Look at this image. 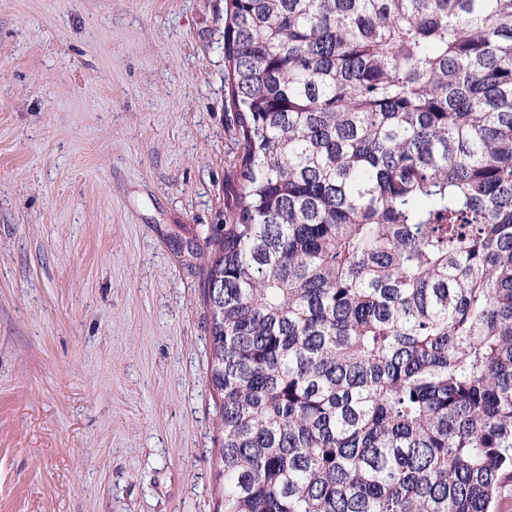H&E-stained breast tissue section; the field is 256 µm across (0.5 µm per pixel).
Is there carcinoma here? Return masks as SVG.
<instances>
[{"instance_id": "cac0c4a2", "label": "carcinoma", "mask_w": 512, "mask_h": 512, "mask_svg": "<svg viewBox=\"0 0 512 512\" xmlns=\"http://www.w3.org/2000/svg\"><path fill=\"white\" fill-rule=\"evenodd\" d=\"M224 512L512 490V0H228Z\"/></svg>"}]
</instances>
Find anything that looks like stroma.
Returning a JSON list of instances; mask_svg holds the SVG:
<instances>
[{
  "label": "stroma",
  "instance_id": "35a3bbf8",
  "mask_svg": "<svg viewBox=\"0 0 512 512\" xmlns=\"http://www.w3.org/2000/svg\"><path fill=\"white\" fill-rule=\"evenodd\" d=\"M225 0H0V512H219Z\"/></svg>",
  "mask_w": 512,
  "mask_h": 512
}]
</instances>
